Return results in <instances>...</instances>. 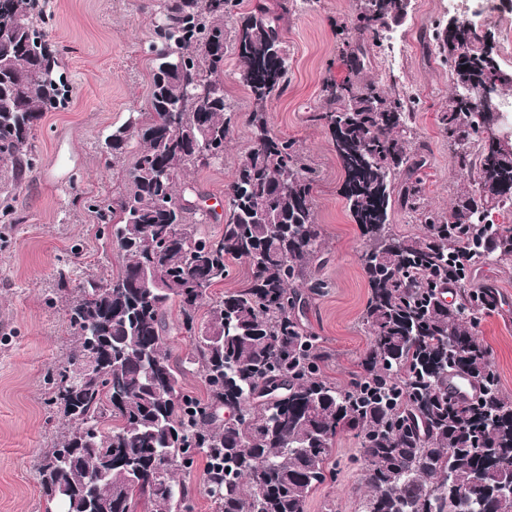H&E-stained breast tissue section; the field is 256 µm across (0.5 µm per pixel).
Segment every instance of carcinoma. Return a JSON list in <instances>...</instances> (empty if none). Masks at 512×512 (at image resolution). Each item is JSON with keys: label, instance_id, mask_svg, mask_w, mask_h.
Returning a JSON list of instances; mask_svg holds the SVG:
<instances>
[{"label": "carcinoma", "instance_id": "cac0c4a2", "mask_svg": "<svg viewBox=\"0 0 512 512\" xmlns=\"http://www.w3.org/2000/svg\"><path fill=\"white\" fill-rule=\"evenodd\" d=\"M410 0H362L356 41L378 45L381 31L407 15ZM240 0H164L165 31H153L149 110L132 114L104 145L112 163L133 153L123 190L106 210L117 275L104 270L76 286L65 309L76 344L58 374L53 401L67 419L38 463L45 512H182L189 489L178 471L201 455L207 493L218 512H305L310 494L335 479L336 438L352 432L368 493L358 512H512V398L505 395L479 315L497 303L493 288L472 287L475 266L512 260V227L481 224L512 202V140L474 149L500 114L474 112L485 52L475 30L440 24L424 35L462 89L439 122L454 146L457 172L479 197L448 209L430 206L417 172L426 159L411 147L413 101L397 89L361 82L365 54L346 53L347 74L323 85L328 126L344 173L342 195L366 250L369 334L361 372L347 386L321 376V341L299 318L302 293L326 287L314 263L322 250L313 185L316 173L295 142L271 131L269 102L288 79L280 16L260 8L239 17L233 39L237 75L249 92L252 147L225 188L228 210L218 236L200 233L208 214L186 197L187 173L224 159L235 112L224 95L225 22ZM0 187L33 172L34 131L67 90L39 29L37 0H0ZM28 70L42 74L24 81ZM349 122L340 130V116ZM172 175L160 204L157 171ZM402 210L420 234L390 231ZM165 244L159 254L153 244ZM248 265L238 289L210 300L229 261ZM455 287L445 302L443 289ZM209 302L206 322L198 312ZM178 321L166 322L172 306ZM192 346L180 362L169 336ZM198 374L207 397L182 386ZM468 378L478 392L449 388Z\"/></svg>", "mask_w": 512, "mask_h": 512}]
</instances>
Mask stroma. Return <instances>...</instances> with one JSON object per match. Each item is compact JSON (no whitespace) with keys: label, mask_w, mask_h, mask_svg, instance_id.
<instances>
[{"label":"stroma","mask_w":512,"mask_h":512,"mask_svg":"<svg viewBox=\"0 0 512 512\" xmlns=\"http://www.w3.org/2000/svg\"><path fill=\"white\" fill-rule=\"evenodd\" d=\"M157 0H41L42 28L61 61L68 89L64 104L45 113L35 131L37 169L17 187L0 192L16 221L0 223V512H44L37 463L64 419L48 397L74 338L65 299L56 292L59 271L78 282L96 269H120L122 261L100 233L91 200L110 198L120 180L106 165L103 143L130 113L147 111ZM357 13V0H290L280 25L288 53V81L269 104L272 132L296 141L316 169L314 201L324 230L323 295L304 293L302 322L332 354L323 376L347 385L360 370L368 334L361 322L367 300L363 243L339 189L343 180L327 128L315 121L328 80H342V29ZM444 0H410L397 30L407 37L393 74L416 96L414 141L428 155L424 178L429 202L448 208L472 191L459 175L438 116L457 90L448 69L423 43L427 29L448 20ZM252 145L238 121L222 162L188 174L205 211L223 213L224 188ZM474 282L498 292V306L483 313L478 336L489 350L506 395L512 396V261L477 269ZM352 433L338 436L332 451L340 473L319 486L307 512H356L365 492L364 464Z\"/></svg>","instance_id":"stroma-1"}]
</instances>
